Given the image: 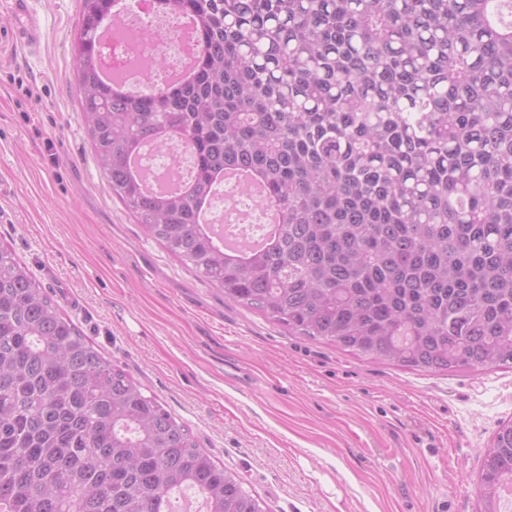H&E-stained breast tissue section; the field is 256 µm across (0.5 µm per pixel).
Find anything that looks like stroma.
Segmentation results:
<instances>
[{"label":"stroma","instance_id":"stroma-1","mask_svg":"<svg viewBox=\"0 0 512 512\" xmlns=\"http://www.w3.org/2000/svg\"><path fill=\"white\" fill-rule=\"evenodd\" d=\"M0 5V243L268 512H478L512 367L411 371L289 332L185 267L111 195L86 135L81 0ZM10 7L19 19L18 37L28 45L36 44L41 38V22L27 7V0H11Z\"/></svg>","mask_w":512,"mask_h":512}]
</instances>
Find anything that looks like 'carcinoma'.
<instances>
[{"mask_svg":"<svg viewBox=\"0 0 512 512\" xmlns=\"http://www.w3.org/2000/svg\"><path fill=\"white\" fill-rule=\"evenodd\" d=\"M74 74L112 194L224 297L411 370L512 364V0H163L198 24L193 76L142 95L103 70L113 0H81ZM148 27L112 28L121 43ZM183 146L194 178L148 194L129 160ZM244 169L282 225L230 254L199 221ZM512 486V420L479 474ZM266 512L104 357L0 245V512Z\"/></svg>","mask_w":512,"mask_h":512,"instance_id":"1","label":"carcinoma"}]
</instances>
